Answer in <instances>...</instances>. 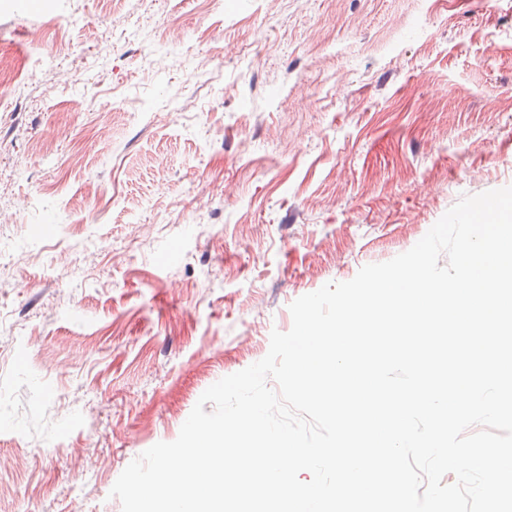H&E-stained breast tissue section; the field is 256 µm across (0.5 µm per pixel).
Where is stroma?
Instances as JSON below:
<instances>
[{"label": "stroma", "instance_id": "35a3bbf8", "mask_svg": "<svg viewBox=\"0 0 512 512\" xmlns=\"http://www.w3.org/2000/svg\"><path fill=\"white\" fill-rule=\"evenodd\" d=\"M0 55V512H122L295 299L512 186V0H0Z\"/></svg>", "mask_w": 512, "mask_h": 512}]
</instances>
